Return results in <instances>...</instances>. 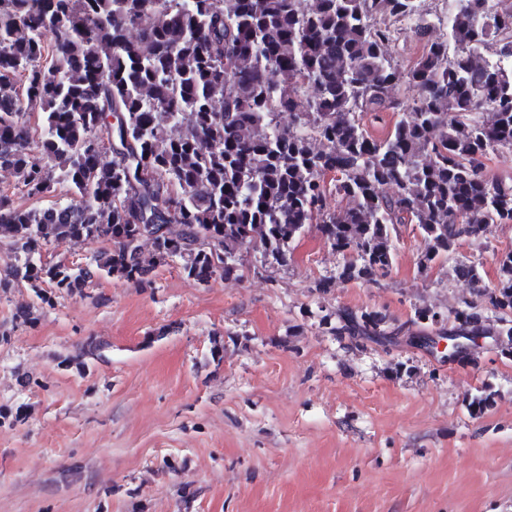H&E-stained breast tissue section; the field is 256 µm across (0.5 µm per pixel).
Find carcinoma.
Here are the masks:
<instances>
[{
    "label": "carcinoma",
    "instance_id": "carcinoma-1",
    "mask_svg": "<svg viewBox=\"0 0 512 512\" xmlns=\"http://www.w3.org/2000/svg\"><path fill=\"white\" fill-rule=\"evenodd\" d=\"M379 15L424 42L406 72ZM443 26L426 39L417 0H0V169L32 197L70 191L39 210L0 193L10 276L67 293L171 262L201 283L238 278L243 250L283 265L313 224L345 258L339 279L375 282L404 224L422 234L426 271L512 223V182L483 172L489 151L512 150V14L448 0ZM387 111L392 128L372 138L365 116ZM331 193L352 205L328 210ZM74 240L100 244L91 262L42 261ZM453 272L482 287L477 264ZM485 296L486 317L426 306L410 323L512 340V251ZM336 318L335 336H389L376 311Z\"/></svg>",
    "mask_w": 512,
    "mask_h": 512
}]
</instances>
